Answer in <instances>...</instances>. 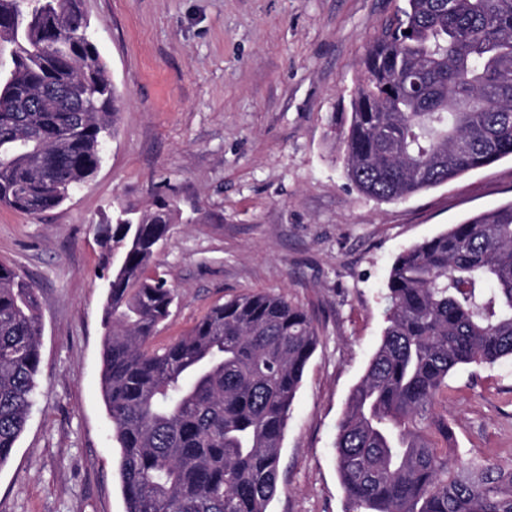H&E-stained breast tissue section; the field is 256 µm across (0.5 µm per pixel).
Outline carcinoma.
Returning <instances> with one entry per match:
<instances>
[{
	"mask_svg": "<svg viewBox=\"0 0 512 512\" xmlns=\"http://www.w3.org/2000/svg\"><path fill=\"white\" fill-rule=\"evenodd\" d=\"M81 0H0V207L39 215L100 165L119 108ZM411 33H406V30ZM349 179L404 199L512 156V0H406L364 56L339 133ZM173 201L117 205L102 390L126 512H269L291 406L318 333L279 294L212 306L153 346L174 290L146 275ZM386 326L338 424L346 512H512V465L448 457V379L512 359V201L404 249ZM35 289L0 264V466L40 364Z\"/></svg>",
	"mask_w": 512,
	"mask_h": 512,
	"instance_id": "1",
	"label": "carcinoma"
}]
</instances>
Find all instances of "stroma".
<instances>
[{
	"instance_id": "stroma-1",
	"label": "stroma",
	"mask_w": 512,
	"mask_h": 512,
	"mask_svg": "<svg viewBox=\"0 0 512 512\" xmlns=\"http://www.w3.org/2000/svg\"><path fill=\"white\" fill-rule=\"evenodd\" d=\"M404 0H82L122 96L98 171L59 208H0V263L34 284L41 361L27 427L0 466V512H125L102 395L96 225L114 204L177 200L154 264L177 298L154 341L213 305L283 294L318 331L290 410L270 512H344L336 430L385 326L407 247L512 201L508 156L407 200L349 181L332 126L369 43ZM449 447L512 463V360L448 380Z\"/></svg>"
}]
</instances>
